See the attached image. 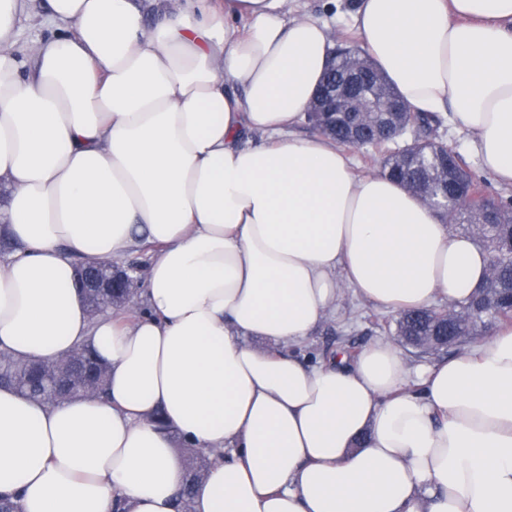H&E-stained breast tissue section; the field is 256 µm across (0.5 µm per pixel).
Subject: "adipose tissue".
<instances>
[{
  "mask_svg": "<svg viewBox=\"0 0 512 512\" xmlns=\"http://www.w3.org/2000/svg\"><path fill=\"white\" fill-rule=\"evenodd\" d=\"M291 0H47L19 47L0 0V350L89 342L104 395L0 388V494L20 512H512V325L408 367L375 341L299 353L345 288L390 313L469 297L489 254L346 149L294 128L332 34ZM364 55L512 185V0H356ZM261 143H253L252 135ZM154 248L134 321L90 320L74 261ZM163 413L167 429L153 421ZM184 453V484L180 494L181 512H187L193 491L200 480L203 479L206 468L210 462V454L199 448H182Z\"/></svg>",
  "mask_w": 512,
  "mask_h": 512,
  "instance_id": "1",
  "label": "adipose tissue"
}]
</instances>
